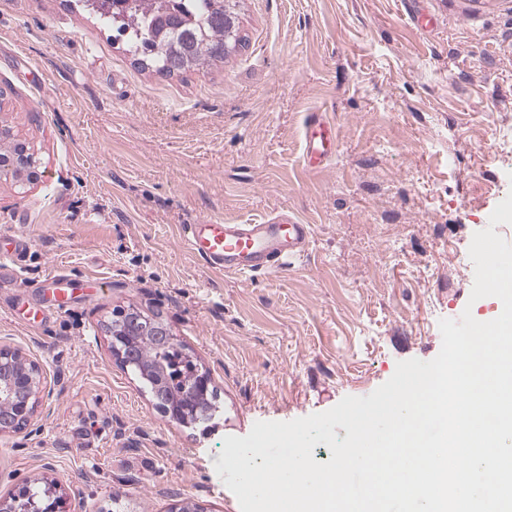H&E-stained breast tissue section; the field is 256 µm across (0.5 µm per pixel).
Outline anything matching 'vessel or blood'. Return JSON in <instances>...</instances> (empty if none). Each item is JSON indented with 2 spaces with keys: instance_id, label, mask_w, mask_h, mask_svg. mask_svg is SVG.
I'll list each match as a JSON object with an SVG mask.
<instances>
[{
  "instance_id": "vessel-or-blood-1",
  "label": "vessel or blood",
  "mask_w": 512,
  "mask_h": 512,
  "mask_svg": "<svg viewBox=\"0 0 512 512\" xmlns=\"http://www.w3.org/2000/svg\"><path fill=\"white\" fill-rule=\"evenodd\" d=\"M305 137L306 166L318 169L336 150V132L315 112ZM312 237L311 225L285 213L256 224H227L210 218L185 225L183 231L189 253L209 268L237 276L286 270L292 259L308 251Z\"/></svg>"
}]
</instances>
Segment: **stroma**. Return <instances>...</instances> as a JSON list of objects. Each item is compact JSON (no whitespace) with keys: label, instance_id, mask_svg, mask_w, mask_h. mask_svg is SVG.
Masks as SVG:
<instances>
[{"label":"stroma","instance_id":"1","mask_svg":"<svg viewBox=\"0 0 512 512\" xmlns=\"http://www.w3.org/2000/svg\"><path fill=\"white\" fill-rule=\"evenodd\" d=\"M435 21L414 23L410 11ZM243 47L208 69H142L73 0H0V122L37 182L0 178V346L42 371L0 437V498L57 485L66 512H241L215 469L259 421L371 394L437 356L470 301L469 246L512 193V0H238ZM321 112L336 155L303 166ZM288 212L314 233L287 272L225 276L183 246L205 218ZM67 275L66 312L30 283ZM162 319L209 373L212 420L164 416L112 354L117 310ZM34 157L32 150L28 147V144L21 141L18 146V150L14 152L7 160L6 165L11 169H18L22 172L28 171L29 167L34 174L31 175V179L34 180L38 177V174L35 171V166L38 165L37 160Z\"/></svg>","mask_w":512,"mask_h":512}]
</instances>
